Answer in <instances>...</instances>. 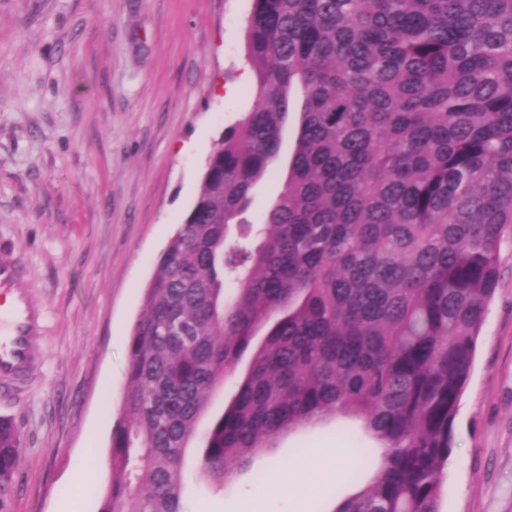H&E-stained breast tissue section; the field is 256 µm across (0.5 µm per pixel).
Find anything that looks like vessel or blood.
<instances>
[{
	"instance_id": "b4317fda",
	"label": "vessel or blood",
	"mask_w": 512,
	"mask_h": 512,
	"mask_svg": "<svg viewBox=\"0 0 512 512\" xmlns=\"http://www.w3.org/2000/svg\"><path fill=\"white\" fill-rule=\"evenodd\" d=\"M0 290L9 293L0 309V395L14 394L30 375L44 312L32 295L25 264L14 246L0 241Z\"/></svg>"
}]
</instances>
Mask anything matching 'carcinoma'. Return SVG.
Returning <instances> with one entry per match:
<instances>
[{
    "instance_id": "carcinoma-1",
    "label": "carcinoma",
    "mask_w": 512,
    "mask_h": 512,
    "mask_svg": "<svg viewBox=\"0 0 512 512\" xmlns=\"http://www.w3.org/2000/svg\"><path fill=\"white\" fill-rule=\"evenodd\" d=\"M251 2L255 100L144 290L99 512H179L198 419L264 325L201 475L222 485L279 436L357 417L363 488L336 512H440L512 241V0ZM297 89L287 179L252 224ZM21 446L0 416V494Z\"/></svg>"
}]
</instances>
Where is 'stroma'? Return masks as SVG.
Here are the masks:
<instances>
[{"label":"stroma","instance_id":"stroma-1","mask_svg":"<svg viewBox=\"0 0 512 512\" xmlns=\"http://www.w3.org/2000/svg\"><path fill=\"white\" fill-rule=\"evenodd\" d=\"M251 0H0V241L45 312L25 386L0 396L22 432L7 512H99L109 476L73 489L85 448L109 455L126 336L209 153L254 103ZM365 435L329 416L274 440L230 484L187 449L183 512H250L256 475L296 449ZM441 512H512V243L455 423Z\"/></svg>","mask_w":512,"mask_h":512}]
</instances>
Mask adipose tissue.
<instances>
[{
    "label": "adipose tissue",
    "mask_w": 512,
    "mask_h": 512,
    "mask_svg": "<svg viewBox=\"0 0 512 512\" xmlns=\"http://www.w3.org/2000/svg\"><path fill=\"white\" fill-rule=\"evenodd\" d=\"M352 465L350 454L332 448H308L291 460L272 462L256 501L259 512H268V499L273 495L291 512H306L309 495L321 484L342 479Z\"/></svg>",
    "instance_id": "adipose-tissue-1"
}]
</instances>
